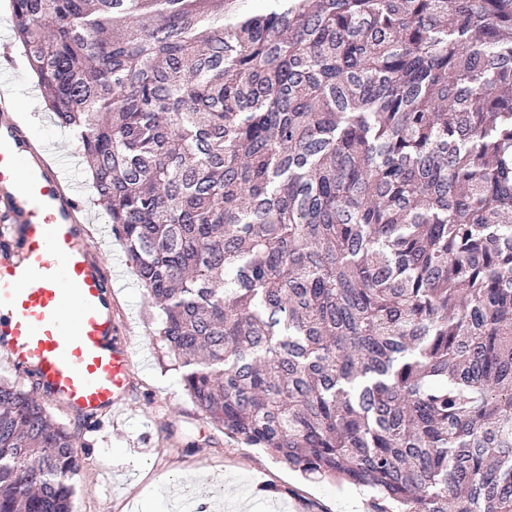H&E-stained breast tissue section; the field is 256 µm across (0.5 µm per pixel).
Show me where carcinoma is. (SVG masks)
<instances>
[{
    "label": "carcinoma",
    "instance_id": "obj_1",
    "mask_svg": "<svg viewBox=\"0 0 512 512\" xmlns=\"http://www.w3.org/2000/svg\"><path fill=\"white\" fill-rule=\"evenodd\" d=\"M184 390L373 512H512V0H11ZM76 432L0 381V512Z\"/></svg>",
    "mask_w": 512,
    "mask_h": 512
}]
</instances>
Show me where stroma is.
<instances>
[{"label": "stroma", "instance_id": "obj_1", "mask_svg": "<svg viewBox=\"0 0 512 512\" xmlns=\"http://www.w3.org/2000/svg\"><path fill=\"white\" fill-rule=\"evenodd\" d=\"M0 57L5 78L0 85L13 96L15 115L28 122L34 143L53 144L69 158L67 175L82 184L93 223H107L98 205L88 167L77 142L60 127L45 106L16 43L12 13L0 11ZM104 259L125 257L122 242L109 236L100 245ZM112 306L129 319L134 352L127 409L123 416L103 415L81 448L73 512H198L177 491L156 479L180 474L181 484L196 497L221 500L223 512H372L370 490L329 480L306 479L263 449L224 435L199 412L185 392L180 373L160 336L159 310L152 304L133 269L124 264Z\"/></svg>", "mask_w": 512, "mask_h": 512}]
</instances>
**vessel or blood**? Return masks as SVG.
Returning a JSON list of instances; mask_svg holds the SVG:
<instances>
[{"label":"vessel or blood","mask_w":512,"mask_h":512,"mask_svg":"<svg viewBox=\"0 0 512 512\" xmlns=\"http://www.w3.org/2000/svg\"><path fill=\"white\" fill-rule=\"evenodd\" d=\"M9 110L0 94V361L33 378L46 406L115 412L133 360L112 311V267L90 254L79 186Z\"/></svg>","instance_id":"vessel-or-blood-1"}]
</instances>
